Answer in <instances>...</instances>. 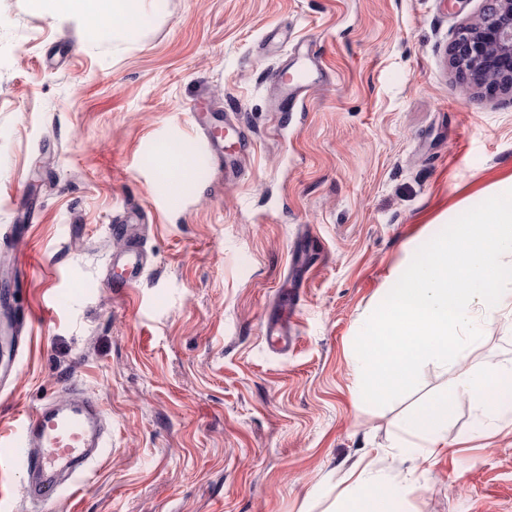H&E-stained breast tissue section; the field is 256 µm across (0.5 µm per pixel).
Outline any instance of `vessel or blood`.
I'll list each match as a JSON object with an SVG mask.
<instances>
[{
	"label": "vessel or blood",
	"instance_id": "vessel-or-blood-1",
	"mask_svg": "<svg viewBox=\"0 0 512 512\" xmlns=\"http://www.w3.org/2000/svg\"><path fill=\"white\" fill-rule=\"evenodd\" d=\"M281 46H292L293 58L278 67L274 84L277 108L297 101L309 87L329 80L314 50L294 43L290 31L277 34ZM190 116L197 126L203 145V162L211 175L234 180L241 163L254 144L237 113L218 109L200 111L190 104ZM131 221L113 224L114 238L123 242L110 266V284L115 288H134L140 284L150 258L132 236ZM293 317L274 312L263 323V334L269 347L287 351L295 334ZM107 428L105 413L98 398L78 389L60 399L26 412L14 435L5 440L1 457L10 449L24 448L23 496L32 503L55 497L62 489L89 479L101 455Z\"/></svg>",
	"mask_w": 512,
	"mask_h": 512
}]
</instances>
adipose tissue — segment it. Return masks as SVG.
Wrapping results in <instances>:
<instances>
[{"label":"adipose tissue","instance_id":"ef3b65f1","mask_svg":"<svg viewBox=\"0 0 512 512\" xmlns=\"http://www.w3.org/2000/svg\"><path fill=\"white\" fill-rule=\"evenodd\" d=\"M37 9L56 16L76 15L94 31H122L127 27L126 17L139 10L143 0H33ZM512 382V367L486 364L482 369L464 375L462 389L476 399L483 414L490 419L501 416L502 384ZM405 447L435 448L448 432V399L434 396L428 405L409 416L403 427Z\"/></svg>","mask_w":512,"mask_h":512}]
</instances>
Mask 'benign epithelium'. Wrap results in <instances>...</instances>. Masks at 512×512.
Masks as SVG:
<instances>
[{
    "label": "benign epithelium",
    "mask_w": 512,
    "mask_h": 512,
    "mask_svg": "<svg viewBox=\"0 0 512 512\" xmlns=\"http://www.w3.org/2000/svg\"><path fill=\"white\" fill-rule=\"evenodd\" d=\"M448 55L465 86L512 91V0H484L478 20L457 30Z\"/></svg>",
    "instance_id": "obj_1"
}]
</instances>
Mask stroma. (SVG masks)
Returning a JSON list of instances; mask_svg holds the SVG:
<instances>
[{"label": "stroma", "instance_id": "stroma-1", "mask_svg": "<svg viewBox=\"0 0 512 512\" xmlns=\"http://www.w3.org/2000/svg\"><path fill=\"white\" fill-rule=\"evenodd\" d=\"M482 6L145 0L126 38L0 0V268L15 267L8 231L27 195L40 265L14 291L37 318L0 386V438L73 382L98 396L112 432L90 482L37 505L0 460V512H351L365 499L356 467L392 490L382 512H512V428L459 386L512 362V315L381 407H362L351 360L417 250L512 188V93L466 90L448 60ZM273 29L314 44L330 72L284 116ZM195 100L253 131L239 181L165 173L160 147L197 135ZM128 205L151 266L121 300L105 269ZM312 244L296 343L272 352L263 322ZM438 394L451 399L447 442L430 456L403 447L405 419Z\"/></svg>", "mask_w": 512, "mask_h": 512}]
</instances>
